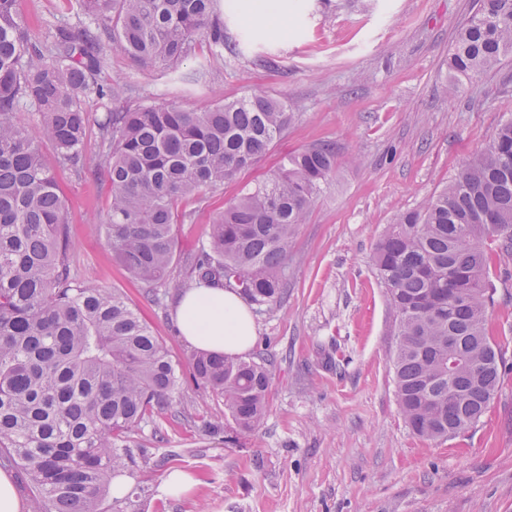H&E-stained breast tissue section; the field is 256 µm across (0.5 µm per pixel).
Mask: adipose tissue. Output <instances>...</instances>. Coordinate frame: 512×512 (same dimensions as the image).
Segmentation results:
<instances>
[{"label": "adipose tissue", "mask_w": 512, "mask_h": 512, "mask_svg": "<svg viewBox=\"0 0 512 512\" xmlns=\"http://www.w3.org/2000/svg\"><path fill=\"white\" fill-rule=\"evenodd\" d=\"M176 315L181 335L198 350L241 356L254 344L252 316L234 292L208 286L188 289Z\"/></svg>", "instance_id": "1"}]
</instances>
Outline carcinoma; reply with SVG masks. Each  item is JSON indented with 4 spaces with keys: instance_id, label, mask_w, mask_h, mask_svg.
Wrapping results in <instances>:
<instances>
[{
    "instance_id": "1",
    "label": "carcinoma",
    "mask_w": 512,
    "mask_h": 512,
    "mask_svg": "<svg viewBox=\"0 0 512 512\" xmlns=\"http://www.w3.org/2000/svg\"><path fill=\"white\" fill-rule=\"evenodd\" d=\"M94 26L61 27L47 50L28 37L17 0H0V464L31 485V512H100L110 480L136 464L118 442L171 406L180 386L169 351L116 289L79 282L68 265L65 201L38 143L81 161L103 36L137 61L166 65L200 40L224 45L215 0H79ZM512 54V0H482L449 68L471 78ZM34 108L37 131L16 121ZM291 113L254 92L195 111L174 103L108 112L99 122L112 198L103 225L112 255L158 298L173 269L178 204L251 165ZM336 165L329 144L299 150L235 198L188 255L187 278L236 292L256 311L280 304L289 241ZM500 243L497 256L484 240ZM512 261V119L422 209L390 225L375 272L397 316L391 357L400 410L421 438L476 423L504 365L487 311L490 265ZM458 338L448 349V337ZM455 368L448 369V360ZM192 380L224 399V432L254 435L267 410L270 364L197 351Z\"/></svg>"
}]
</instances>
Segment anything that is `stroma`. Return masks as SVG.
I'll return each mask as SVG.
<instances>
[{
    "mask_svg": "<svg viewBox=\"0 0 512 512\" xmlns=\"http://www.w3.org/2000/svg\"><path fill=\"white\" fill-rule=\"evenodd\" d=\"M243 2L224 17L223 47L197 42L168 66L105 43L97 80L120 95L82 97L83 169L39 145L68 208L72 275L122 292L182 378L170 409L127 441L149 453L127 478L145 489L141 512H512V263L490 271L498 293L487 317L508 368L480 420L439 440L417 437L401 413L389 363L396 315L373 265L388 225L422 208L512 119V55L456 81L449 57L480 0H279L273 13ZM17 10L44 45L59 27L91 22L78 0H18ZM255 91L289 108L288 129L232 181L179 203L178 257L206 244L213 218L288 154L329 143L336 168L290 240L284 302L253 316L249 356L274 361L267 412L232 445L204 432L224 401L190 380L193 348L175 317L182 273L151 298L106 242L112 187L98 123L122 107L203 110ZM174 468L197 485L159 499Z\"/></svg>",
    "mask_w": 512,
    "mask_h": 512,
    "instance_id": "stroma-1",
    "label": "stroma"
}]
</instances>
